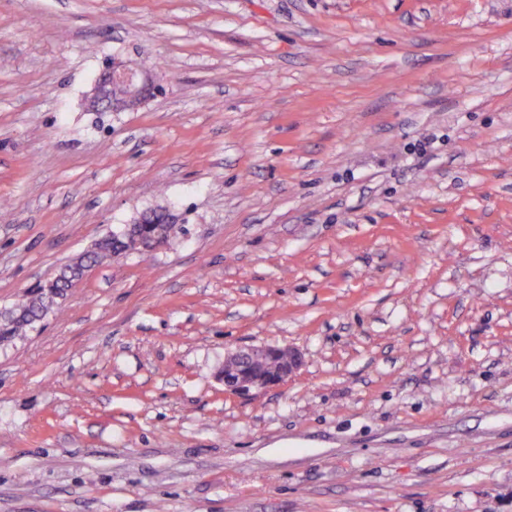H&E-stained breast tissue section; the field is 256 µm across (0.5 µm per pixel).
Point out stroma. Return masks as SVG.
Returning <instances> with one entry per match:
<instances>
[{
  "mask_svg": "<svg viewBox=\"0 0 512 512\" xmlns=\"http://www.w3.org/2000/svg\"><path fill=\"white\" fill-rule=\"evenodd\" d=\"M158 206L0 343V512H512V0H0V308ZM151 73L142 68H132L121 62H112L97 79L86 98L87 108L91 112H122L135 109L145 102L148 94L155 95L159 91L158 84L151 81ZM116 102L113 97L120 96ZM132 224H147L149 225V233L156 239L157 247L166 244L171 237L177 232V224L175 219H170L167 222L148 221L143 217V213ZM127 229L119 234L113 233L111 236L104 238V243L88 254L87 262L96 265L113 256L141 252L137 239L129 235ZM271 355L280 357V367L275 369L279 362L270 360L267 367L275 370H266L264 363ZM301 363L300 355L289 348L269 345L240 348L224 358V391L237 394L279 385L294 375Z\"/></svg>",
  "mask_w": 512,
  "mask_h": 512,
  "instance_id": "1",
  "label": "stroma"
}]
</instances>
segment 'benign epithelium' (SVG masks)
Listing matches in <instances>:
<instances>
[{
    "label": "benign epithelium",
    "mask_w": 512,
    "mask_h": 512,
    "mask_svg": "<svg viewBox=\"0 0 512 512\" xmlns=\"http://www.w3.org/2000/svg\"><path fill=\"white\" fill-rule=\"evenodd\" d=\"M114 85L123 89L119 102L112 99ZM158 91L159 86L151 81L148 70L114 62L103 70L89 92L86 104L91 112H122L140 106L147 96ZM271 355L280 357V367L275 370L264 367ZM300 366V355L289 348L269 345L240 348L224 358V392L237 394L276 386L294 375Z\"/></svg>",
    "instance_id": "obj_1"
}]
</instances>
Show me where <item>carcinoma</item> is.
<instances>
[{
	"label": "carcinoma",
	"instance_id": "1",
	"mask_svg": "<svg viewBox=\"0 0 512 512\" xmlns=\"http://www.w3.org/2000/svg\"><path fill=\"white\" fill-rule=\"evenodd\" d=\"M176 232L175 224L149 225V233L156 239L159 246L166 244ZM139 251L137 239L123 231L104 238V243L88 254L87 262L96 265L117 255L133 254ZM67 284V279L61 277L53 284L24 296L11 308L1 311L0 343L18 339L40 323L48 312L58 305L55 296L66 294Z\"/></svg>",
	"mask_w": 512,
	"mask_h": 512
}]
</instances>
